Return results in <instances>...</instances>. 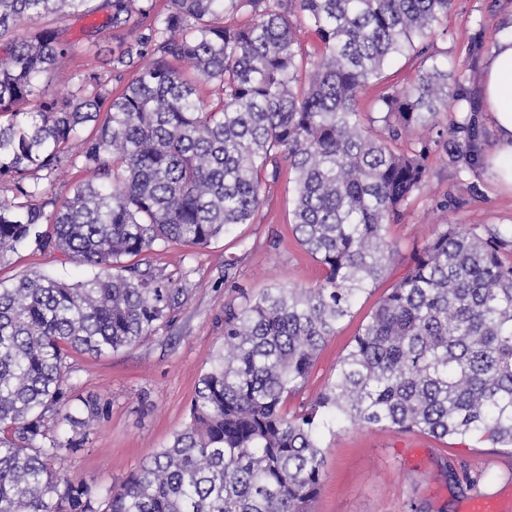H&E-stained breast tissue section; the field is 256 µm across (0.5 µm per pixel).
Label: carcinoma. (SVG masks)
I'll return each mask as SVG.
<instances>
[{
    "label": "carcinoma",
    "mask_w": 512,
    "mask_h": 512,
    "mask_svg": "<svg viewBox=\"0 0 512 512\" xmlns=\"http://www.w3.org/2000/svg\"><path fill=\"white\" fill-rule=\"evenodd\" d=\"M0 0V182L47 195L65 169L85 172L43 206L0 201V261L33 242L93 277L32 274L0 283V512H311L322 488L324 430L375 426L512 447V230L449 224L415 250L406 275L360 324L335 377L298 408L288 400L396 254L387 226L428 181L435 133L451 163L471 168L474 116L439 128L463 100L431 65L379 97L384 132L358 107L388 62L448 16L452 0ZM106 11L129 39L62 96L48 75L75 44L43 16ZM249 23L224 26V14ZM310 24L320 60L297 37ZM20 24L29 35L11 36ZM201 81L213 86L206 103ZM287 166L291 231L324 270L310 288H268L224 308V350L190 402V422L119 485L59 475L106 404L73 406L68 352L134 346L170 324L191 292L121 258L172 243L206 247L251 224L263 175ZM53 225V231L40 230Z\"/></svg>",
    "instance_id": "1"
}]
</instances>
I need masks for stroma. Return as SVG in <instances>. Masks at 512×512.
I'll list each match as a JSON object with an SVG mask.
<instances>
[{
  "instance_id": "obj_1",
  "label": "stroma",
  "mask_w": 512,
  "mask_h": 512,
  "mask_svg": "<svg viewBox=\"0 0 512 512\" xmlns=\"http://www.w3.org/2000/svg\"><path fill=\"white\" fill-rule=\"evenodd\" d=\"M104 19L101 10L85 18L43 19V26L83 46L58 64L49 78L50 93L64 94L77 72L102 71L109 50L119 45L113 31L104 28ZM511 35L512 0H454L447 19L428 39L432 62L446 66L467 96L459 107L442 114L441 121H462L465 112L478 108L480 136L474 148L480 155L492 137L490 117L481 109L487 52L494 40ZM419 67V58L410 51L391 60L381 80L372 82L362 95L363 114L377 116L378 95L386 87L412 83ZM428 163L427 185L408 199L401 223L387 231L398 256L328 342L289 407L314 397L334 378L336 363L359 325L406 274L410 254L425 239L446 224L512 225V194L497 189L486 163L457 170L437 145L432 146ZM293 199L292 182L280 176L268 181L253 223L236 225L204 248L174 245L137 256L142 268L157 273L190 270L193 291L175 321L145 341L100 356L71 353L76 395L107 402L108 414L90 430L81 451L56 462L62 475L102 489L120 484L188 423L198 381L224 344L225 306L242 305L269 288H309L322 280L321 266L291 233ZM35 272L74 281L91 270L33 245L0 263V281ZM322 446L325 471L312 512H465L477 498L495 501L500 512H512V448L353 426L325 433ZM451 465L468 467L478 474V481L455 485L447 472Z\"/></svg>"
}]
</instances>
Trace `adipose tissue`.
Returning <instances> with one entry per match:
<instances>
[{
    "mask_svg": "<svg viewBox=\"0 0 512 512\" xmlns=\"http://www.w3.org/2000/svg\"><path fill=\"white\" fill-rule=\"evenodd\" d=\"M481 97L493 122L488 161L496 174L497 187L512 192V36L492 45Z\"/></svg>",
    "mask_w": 512,
    "mask_h": 512,
    "instance_id": "obj_1",
    "label": "adipose tissue"
}]
</instances>
